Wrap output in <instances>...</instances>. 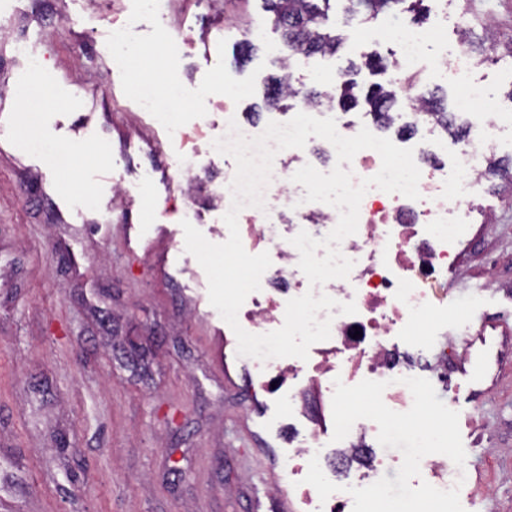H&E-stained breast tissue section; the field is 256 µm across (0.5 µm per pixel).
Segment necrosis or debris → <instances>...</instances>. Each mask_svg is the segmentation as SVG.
Listing matches in <instances>:
<instances>
[{
    "mask_svg": "<svg viewBox=\"0 0 512 512\" xmlns=\"http://www.w3.org/2000/svg\"><path fill=\"white\" fill-rule=\"evenodd\" d=\"M396 26L399 51L390 80L400 85L401 92L400 109L391 118L414 127L432 125V115L410 83L409 74L419 69L423 49L438 40L439 29L434 25L415 26L405 20L397 21ZM469 62L470 54L465 49L437 58L438 65L461 78L457 109L475 118L469 138L453 143L452 163L448 166L425 162V151L435 144L432 137L398 140V147L413 151L421 172L420 197L412 200L376 188L364 195L358 230L339 245L341 253L354 262L348 278L310 286L301 275L299 252L291 243L302 231L317 239L324 238L339 219L334 207L303 201L298 186L291 180L297 167L311 162L312 151H279L264 190V208L248 206L239 213L245 250L254 255L268 250L276 254L275 262L261 278L266 289L264 298L254 300L252 308L244 314L247 332L266 334L271 324H283L288 300L310 290L341 303H355L357 308L353 315H334L330 338L311 346L307 362L296 357L247 360L251 375L263 378L268 386L280 382L284 374L295 376L301 369H308L313 388L321 396L316 412L305 398L291 404L293 414L306 420L305 431L294 450L291 472L306 475L310 459L318 458L327 479L338 481L341 489L324 501L310 490H303L301 502L305 512H353L349 487L366 486L372 471L386 462L385 457L376 456L368 469L349 470L341 477L330 470L332 454L360 456L378 435L375 422L361 419L353 424L345 439L333 441L335 380L349 386L365 379L383 381L387 384L383 397L390 409L405 412L413 404L411 391L401 382L407 374L401 366L406 350L398 339L412 335L417 316L432 306L433 290L441 287L449 272L458 268L456 247L475 210L474 198L482 184V162L487 152L495 149L501 129L497 101L482 85L465 78Z\"/></svg>",
    "mask_w": 512,
    "mask_h": 512,
    "instance_id": "1",
    "label": "necrosis or debris"
}]
</instances>
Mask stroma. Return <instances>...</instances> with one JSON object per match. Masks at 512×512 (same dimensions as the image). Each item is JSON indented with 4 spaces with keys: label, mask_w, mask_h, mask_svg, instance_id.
Wrapping results in <instances>:
<instances>
[{
    "label": "stroma",
    "mask_w": 512,
    "mask_h": 512,
    "mask_svg": "<svg viewBox=\"0 0 512 512\" xmlns=\"http://www.w3.org/2000/svg\"><path fill=\"white\" fill-rule=\"evenodd\" d=\"M9 24L0 96L21 119L0 139V512H299L288 385L251 380L181 227L190 206L192 225L224 240L218 196L235 162L212 143L225 88H239L229 100L242 121L268 113L263 93L290 56L272 13L263 0H22ZM39 26L42 66L72 99L17 82L14 38ZM359 30L344 28L336 54L294 57V84L322 92L365 54L392 61L388 42L364 45ZM245 38L254 50L240 67ZM118 52L127 67L113 66ZM134 71L184 89L170 103L180 135L143 111ZM472 77L512 113V64L478 63ZM198 155L209 170L190 184L177 167ZM142 164L153 181L126 193ZM484 203L404 366L442 372L435 391L458 411L466 451L465 512H512V346L479 403L436 362L484 317L512 324V205L496 190Z\"/></svg>",
    "instance_id": "stroma-1"
}]
</instances>
